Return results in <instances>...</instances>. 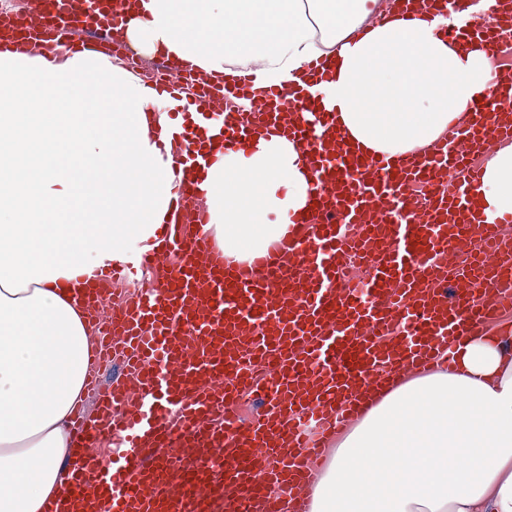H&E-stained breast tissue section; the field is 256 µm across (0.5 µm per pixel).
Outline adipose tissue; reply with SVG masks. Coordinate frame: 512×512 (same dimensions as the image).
Wrapping results in <instances>:
<instances>
[{"instance_id": "obj_1", "label": "adipose tissue", "mask_w": 512, "mask_h": 512, "mask_svg": "<svg viewBox=\"0 0 512 512\" xmlns=\"http://www.w3.org/2000/svg\"><path fill=\"white\" fill-rule=\"evenodd\" d=\"M371 0H136L118 33L147 53L224 81L322 94L366 153L392 158L462 121L495 76L480 44L442 37L412 12L369 26ZM324 58L325 81L306 66ZM177 104L108 55L54 62L0 52V512H43L73 464L70 422L92 340L73 290L156 245L182 173L161 144ZM206 232L246 262L298 233L312 182L278 137L198 174ZM487 218L512 214V146L487 162ZM512 328L478 333L451 364L398 376L367 398L308 493L310 512H512Z\"/></svg>"}]
</instances>
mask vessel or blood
I'll list each match as a JSON object with an SVG mask.
<instances>
[{
    "mask_svg": "<svg viewBox=\"0 0 512 512\" xmlns=\"http://www.w3.org/2000/svg\"><path fill=\"white\" fill-rule=\"evenodd\" d=\"M38 27L0 31L28 52L51 39L74 52L100 50L132 0H42ZM402 10L440 5L464 15L467 0H399ZM458 48L477 40L494 53L496 32L449 26ZM254 97L240 73L203 87L172 132L183 171L162 248L94 272L77 290L99 338L96 362L122 354V375L100 387L93 415H77L73 477L44 512H308V487L335 437L356 422L368 394L402 370L451 362L457 343L512 311V248L501 230L512 214L479 223L474 191L483 172L470 158L512 139V71L500 74L466 121L425 152L399 160L354 149L320 95L275 89ZM223 123H216V116ZM275 134L306 151L312 204L294 216L298 234L239 263L205 233L195 181L219 155ZM361 255L369 274L350 282ZM156 277L136 297L99 311L116 286L142 270ZM260 404L242 421V396ZM121 435L103 459L100 444Z\"/></svg>",
    "mask_w": 512,
    "mask_h": 512,
    "instance_id": "obj_1",
    "label": "vessel or blood"
}]
</instances>
